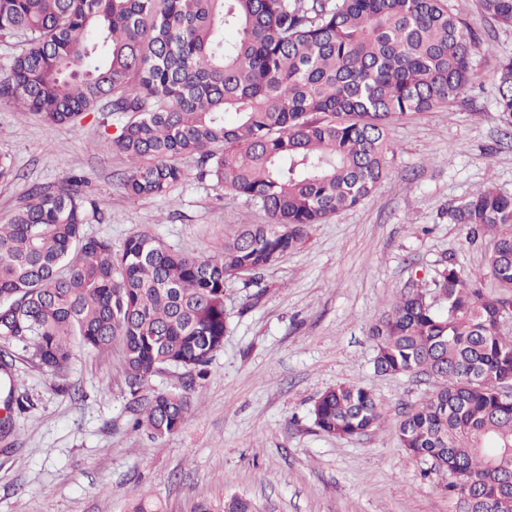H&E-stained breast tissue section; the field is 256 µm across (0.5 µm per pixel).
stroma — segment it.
I'll use <instances>...</instances> for the list:
<instances>
[{
	"mask_svg": "<svg viewBox=\"0 0 512 512\" xmlns=\"http://www.w3.org/2000/svg\"><path fill=\"white\" fill-rule=\"evenodd\" d=\"M448 6L477 38L476 83L391 124L387 174L362 204L315 225L303 247L252 281L227 279L224 348L178 433L158 441L133 429L120 344L75 350L57 376L15 345L22 407L0 440V512H129L135 498L195 512L234 494L253 512H456L440 476H423L396 436L403 412L435 385L375 374L370 336L396 298L412 283L431 285L445 261L495 287L490 237L469 241L448 209L487 183L512 196V127L497 105L512 26L485 16L478 0ZM123 120L92 112L50 128L0 101V154L14 163L0 182V222L32 187L57 190L75 175L87 179L86 232L116 248L148 232L206 257L239 224L266 222L258 205L201 178L192 157L168 195L130 200L121 185L129 163L109 142ZM339 384L372 388L383 408L374 430L342 439L314 425L315 399Z\"/></svg>",
	"mask_w": 512,
	"mask_h": 512,
	"instance_id": "obj_1",
	"label": "stroma"
}]
</instances>
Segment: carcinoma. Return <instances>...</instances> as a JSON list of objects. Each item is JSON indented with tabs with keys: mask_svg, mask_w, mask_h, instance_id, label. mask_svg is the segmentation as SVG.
I'll list each match as a JSON object with an SVG mask.
<instances>
[{
	"mask_svg": "<svg viewBox=\"0 0 512 512\" xmlns=\"http://www.w3.org/2000/svg\"><path fill=\"white\" fill-rule=\"evenodd\" d=\"M512 25V0H480ZM234 30L229 40L224 33ZM25 47L0 79V99L47 126L105 102L128 116L112 147L130 163L131 200L165 196L197 158L200 173L258 204L265 224H242L208 257L171 250L143 232L119 250L84 231L82 197L34 188L0 224V374L12 409L9 346L33 340L59 374L74 349L119 341L133 427L177 433L224 347V283L255 275L298 249L315 224L356 207L386 175L390 124L448 103L470 86L475 45L445 0H0V35ZM498 109L512 119V59L498 70ZM471 237L490 235L496 290L449 260L415 283L372 326L374 371L424 372L437 386L405 412L398 439L437 474L465 512L512 508V197L491 186L448 209ZM182 369L189 383L153 391ZM341 438L375 429L382 410L365 385L340 384L311 409ZM222 512H252L232 495Z\"/></svg>",
	"mask_w": 512,
	"mask_h": 512,
	"instance_id": "carcinoma-1",
	"label": "carcinoma"
}]
</instances>
